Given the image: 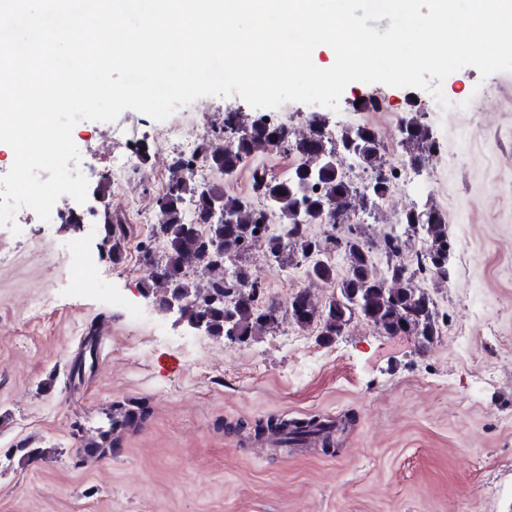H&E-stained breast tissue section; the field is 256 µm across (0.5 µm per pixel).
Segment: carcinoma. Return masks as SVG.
<instances>
[{
	"mask_svg": "<svg viewBox=\"0 0 512 512\" xmlns=\"http://www.w3.org/2000/svg\"><path fill=\"white\" fill-rule=\"evenodd\" d=\"M401 135L406 162L413 167L439 148L431 129L416 115L404 122ZM260 148L282 149L299 162L282 179L263 168L254 169L250 199L225 195L218 182L192 178L193 160L174 158L171 177L157 198L162 221L155 226V237L166 249L160 257L149 246L141 251L142 261L151 269L144 289L155 304L162 308L178 296L180 320L190 327L203 324L206 333L217 339L231 331L248 339L272 332L288 320L299 327L313 325L321 338L331 341L359 317L388 336H415L423 345L433 343L439 335L440 314L433 297L416 280L420 269L402 259L401 235L391 231L375 244L362 225L350 223L354 200H361L362 211H371L397 179V168L380 163L377 133L359 126L341 130L332 141L313 120L308 135L297 139L285 124L254 123L241 131L236 115L229 113L201 143L200 153L210 170L230 177ZM344 158L370 174L366 187L348 178ZM400 223L423 233L424 268L434 278L448 280L453 244L447 218L425 205L403 213ZM104 224L112 241V260L118 261L123 221L106 210ZM314 224H346L348 235L317 237L309 232ZM257 245L284 264L304 267L311 283L335 285L336 294L320 303L311 289L302 288L284 303L261 299L260 285L244 260ZM337 251L345 258L341 270L330 259ZM378 251L385 255L381 271L374 261ZM134 419L131 411L121 421L107 417L95 440L77 449L80 461L112 454V434ZM257 428L281 434L287 442L322 441L324 451H330V441L324 437L330 425L315 417H270Z\"/></svg>",
	"mask_w": 512,
	"mask_h": 512,
	"instance_id": "1",
	"label": "carcinoma"
}]
</instances>
